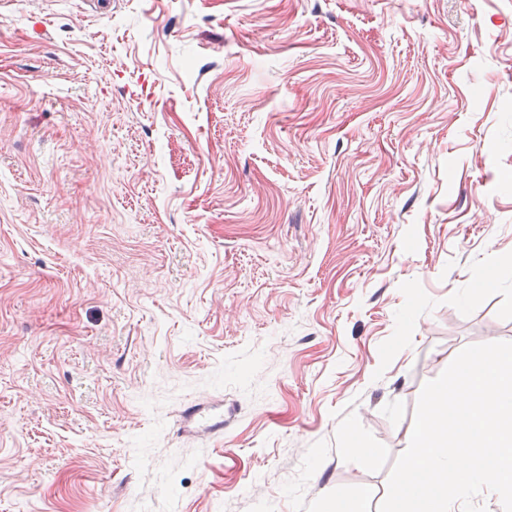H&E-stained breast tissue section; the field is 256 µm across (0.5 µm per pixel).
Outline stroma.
I'll list each match as a JSON object with an SVG mask.
<instances>
[{
	"label": "stroma",
	"mask_w": 512,
	"mask_h": 512,
	"mask_svg": "<svg viewBox=\"0 0 512 512\" xmlns=\"http://www.w3.org/2000/svg\"><path fill=\"white\" fill-rule=\"evenodd\" d=\"M495 341L512 0H0V512H377Z\"/></svg>",
	"instance_id": "1"
}]
</instances>
